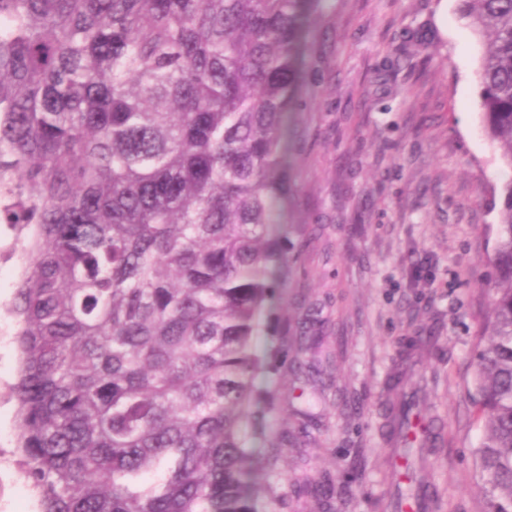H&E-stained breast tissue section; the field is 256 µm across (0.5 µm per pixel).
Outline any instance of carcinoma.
<instances>
[{"label":"carcinoma","mask_w":512,"mask_h":512,"mask_svg":"<svg viewBox=\"0 0 512 512\" xmlns=\"http://www.w3.org/2000/svg\"><path fill=\"white\" fill-rule=\"evenodd\" d=\"M322 0H0V224L24 229L16 465L40 512H257L254 347L288 262L283 124ZM479 107L512 168V0ZM476 355L490 512H512V178ZM401 452L423 418L390 407Z\"/></svg>","instance_id":"carcinoma-1"}]
</instances>
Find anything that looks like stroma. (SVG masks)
Segmentation results:
<instances>
[{
	"mask_svg": "<svg viewBox=\"0 0 512 512\" xmlns=\"http://www.w3.org/2000/svg\"><path fill=\"white\" fill-rule=\"evenodd\" d=\"M484 48L458 0H323L273 226L288 266L256 340L277 365L255 380L276 404L253 441L274 489L259 512H390L388 380L410 336L426 342L403 391L442 433L416 468L437 512H489L474 354L512 168L478 107ZM14 333L0 313V512H39L13 477Z\"/></svg>",
	"mask_w": 512,
	"mask_h": 512,
	"instance_id": "1",
	"label": "stroma"
}]
</instances>
